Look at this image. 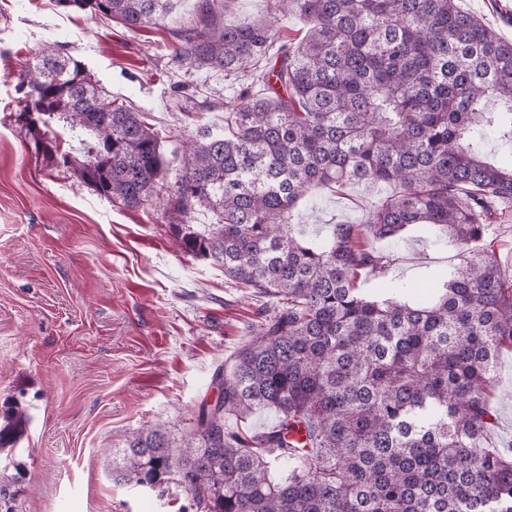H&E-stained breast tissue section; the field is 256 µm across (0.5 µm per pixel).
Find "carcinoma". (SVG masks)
Instances as JSON below:
<instances>
[{"label": "carcinoma", "instance_id": "cac0c4a2", "mask_svg": "<svg viewBox=\"0 0 512 512\" xmlns=\"http://www.w3.org/2000/svg\"><path fill=\"white\" fill-rule=\"evenodd\" d=\"M170 2L58 0L134 31ZM199 9L180 62L226 78L268 67L224 129L181 144L173 180L147 113L105 100L82 62L48 44L19 74L31 122L64 117L94 136L62 152L43 133L58 165L126 208L158 203L185 254L276 299L214 372L194 428L133 433L114 480L177 484L193 512H512V454L485 445L512 351V276L488 239L512 209V161L485 155L490 136L512 146V42L458 0H275L307 22L276 48L265 23L224 18L223 0ZM362 182L394 192L322 240L295 235L300 201ZM200 208L211 223H193ZM415 224L460 250L453 277L422 302L361 292L396 261L376 244ZM261 409L273 425H228ZM5 420L0 449L25 418Z\"/></svg>", "mask_w": 512, "mask_h": 512}]
</instances>
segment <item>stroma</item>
<instances>
[{
	"label": "stroma",
	"instance_id": "35a3bbf8",
	"mask_svg": "<svg viewBox=\"0 0 512 512\" xmlns=\"http://www.w3.org/2000/svg\"><path fill=\"white\" fill-rule=\"evenodd\" d=\"M274 0H226L225 16L269 20L275 43L299 36L304 20L274 18ZM512 41V0H462ZM198 0H174L163 21L138 32L58 6L0 0V411L29 419L11 451L0 450V512H179L187 494L165 495L112 479V453L139 429L175 437L195 425L210 381L244 339L266 297L227 280L221 268L182 253L162 211L129 209L101 197L35 148L18 115L22 66L47 44L81 60L104 96L148 112L175 152L203 125L220 128L249 76L232 79L176 62L181 31L198 21ZM387 187L324 188L298 208L307 239L326 225L360 219ZM398 286L452 275L455 247L422 225L386 243ZM488 442L512 448V352L502 353Z\"/></svg>",
	"mask_w": 512,
	"mask_h": 512
}]
</instances>
